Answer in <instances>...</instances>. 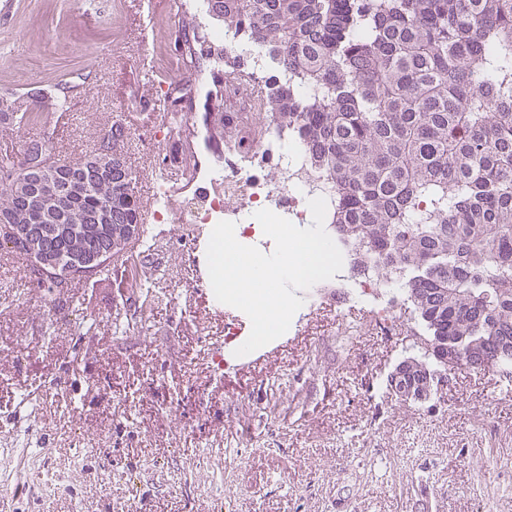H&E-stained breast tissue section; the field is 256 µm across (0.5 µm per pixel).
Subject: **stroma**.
<instances>
[{
  "mask_svg": "<svg viewBox=\"0 0 512 512\" xmlns=\"http://www.w3.org/2000/svg\"><path fill=\"white\" fill-rule=\"evenodd\" d=\"M12 0L0 14V94L63 88L51 121L56 157L90 152L113 123L149 204L162 157L147 103L180 97L190 145L210 170L202 102L208 71L184 66L173 35L201 0ZM143 265L75 281L54 303L0 256V512H512V368H455L435 393L395 396L390 380L427 336L401 320L389 335L360 312L305 298L288 333L248 361L217 365L224 317L206 281L205 240L179 224H149ZM150 275L152 293L139 283ZM92 329L76 335L73 321ZM70 397L64 407L61 397ZM223 446L230 479L192 468ZM86 449L85 472L52 499L37 492L47 465ZM154 479L139 477L145 457ZM211 477L215 490L197 483Z\"/></svg>",
  "mask_w": 512,
  "mask_h": 512,
  "instance_id": "stroma-1",
  "label": "stroma"
}]
</instances>
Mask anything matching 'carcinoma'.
Returning a JSON list of instances; mask_svg holds the SVG:
<instances>
[{
	"instance_id": "cac0c4a2",
	"label": "carcinoma",
	"mask_w": 512,
	"mask_h": 512,
	"mask_svg": "<svg viewBox=\"0 0 512 512\" xmlns=\"http://www.w3.org/2000/svg\"><path fill=\"white\" fill-rule=\"evenodd\" d=\"M221 31L262 48L288 73L269 93L266 118L295 133L309 163L340 196L335 241L382 281L399 279L428 336L418 360L451 368L512 367V0H206ZM185 65L209 64L215 87L209 140H224V45L184 24ZM31 97L65 110L67 98ZM168 133L182 140L188 117L174 98ZM35 117L27 100L0 95V124ZM122 122L76 162L55 158V133L20 158L0 156V217L25 206L14 187L31 164L86 174L77 196L47 192L55 224L30 217L39 255L0 244L27 263L32 287L67 296L144 236ZM119 166L100 180L89 158ZM46 256L53 267L40 265ZM98 257L90 272L85 264Z\"/></svg>"
}]
</instances>
